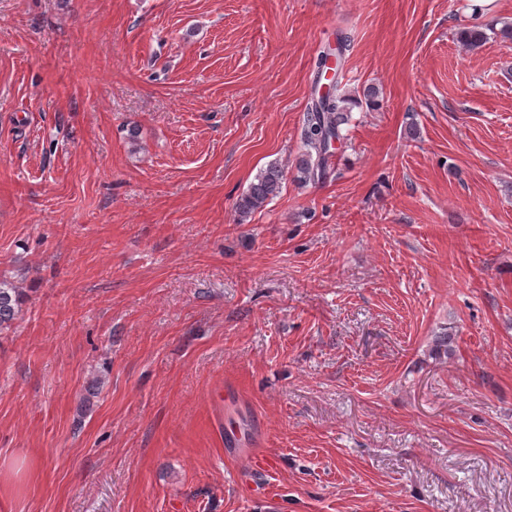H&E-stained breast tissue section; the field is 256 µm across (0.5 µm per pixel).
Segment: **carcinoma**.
I'll use <instances>...</instances> for the list:
<instances>
[{
  "label": "carcinoma",
  "instance_id": "obj_1",
  "mask_svg": "<svg viewBox=\"0 0 512 512\" xmlns=\"http://www.w3.org/2000/svg\"><path fill=\"white\" fill-rule=\"evenodd\" d=\"M459 38L468 48H476L487 41L489 35L477 26L463 28ZM376 92L369 89L359 98L340 92L335 84L333 92L323 97H313L304 120L303 141L305 152L296 162V180L301 183L319 182L327 177L332 156L331 140H344L342 126L349 121L354 107L375 104ZM283 180L281 167L274 163L261 170L250 183L237 203L243 217L268 204L280 193ZM24 301V291L19 282L0 279V329L8 326L18 315Z\"/></svg>",
  "mask_w": 512,
  "mask_h": 512
}]
</instances>
